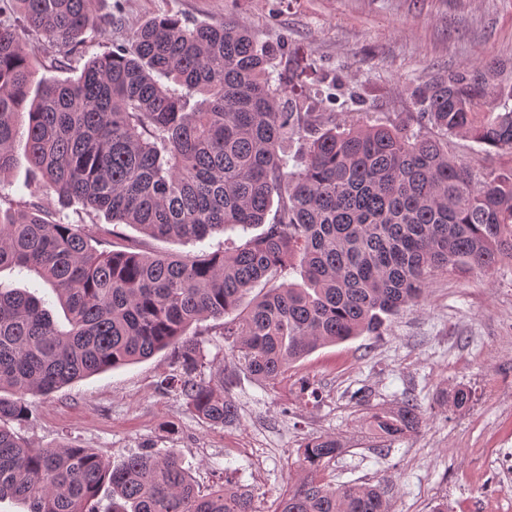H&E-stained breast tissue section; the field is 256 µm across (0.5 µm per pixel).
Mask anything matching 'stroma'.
Returning a JSON list of instances; mask_svg holds the SVG:
<instances>
[{
  "label": "stroma",
  "instance_id": "stroma-1",
  "mask_svg": "<svg viewBox=\"0 0 512 512\" xmlns=\"http://www.w3.org/2000/svg\"><path fill=\"white\" fill-rule=\"evenodd\" d=\"M96 9L121 21L87 40L88 57L129 44L138 27L164 14L189 24H245L260 41L282 45L280 76L299 73L355 97L352 111L337 112L340 125L355 114L412 123L427 75L490 59L500 64V80L512 83V0H98ZM66 213L108 250L129 244L185 255L230 251L244 241L229 230L199 246L111 226L78 204ZM172 362L166 349L50 395L28 396L32 413L12 428L33 447L89 448L113 465L149 447L176 449L201 492L231 481L253 495L259 512H273L303 478V445L331 436L344 451L325 468L326 480L387 487L391 512H432L443 500L450 512H512V486H498L480 459L481 449L512 442V417L503 408L512 403L510 260L487 273L436 275L424 302L392 317L382 336L321 347L279 381L239 374L227 391L239 417L223 427L158 390ZM305 380L318 388V401L300 395ZM460 386L472 392L468 408L440 402L441 393ZM408 398L424 411L421 428L391 442L380 438L372 413Z\"/></svg>",
  "mask_w": 512,
  "mask_h": 512
}]
</instances>
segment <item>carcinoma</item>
<instances>
[{
    "label": "carcinoma",
    "instance_id": "obj_1",
    "mask_svg": "<svg viewBox=\"0 0 512 512\" xmlns=\"http://www.w3.org/2000/svg\"><path fill=\"white\" fill-rule=\"evenodd\" d=\"M95 0H0V178L15 164L18 118L38 187L148 237L202 242L238 229L231 251L195 256L100 250L81 224L34 203L0 207V272L35 274L64 312L29 289L0 287V500L26 512H258L226 485L202 495L173 448L110 467L89 448H34L8 423L28 394L146 359L171 347L158 388L216 426L234 423L233 374L201 378L195 325L223 320L240 368L276 381L329 343L379 336L418 305L440 271H491L512 259V166L478 169L407 125H336L347 102L293 88L268 70L281 48L245 25L189 26L172 16L141 25L131 45L88 60L80 74L38 77L26 49L42 35L57 70L74 71L87 33L101 32ZM496 63L436 73L417 90L416 124L512 155V84ZM496 97L503 111H484ZM302 141L294 170L281 143ZM300 267L302 283H277ZM266 292L244 299L259 282ZM386 440L419 429L420 405L372 415ZM342 453L333 437L303 446L305 477L274 512H390L381 486L332 487L321 471Z\"/></svg>",
    "mask_w": 512,
    "mask_h": 512
}]
</instances>
